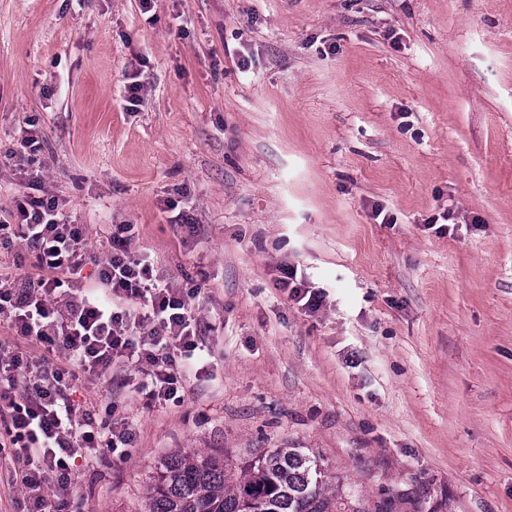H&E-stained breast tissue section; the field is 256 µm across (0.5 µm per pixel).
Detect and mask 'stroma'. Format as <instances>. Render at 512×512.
Here are the masks:
<instances>
[{"label":"stroma","mask_w":512,"mask_h":512,"mask_svg":"<svg viewBox=\"0 0 512 512\" xmlns=\"http://www.w3.org/2000/svg\"><path fill=\"white\" fill-rule=\"evenodd\" d=\"M30 126L92 252L131 224L200 286L212 355L177 405L78 374L137 441L77 459L64 512L269 448L314 449L365 512H512V0H0V148ZM281 274V283L283 284V286L285 288H291L288 296L292 300L301 302L305 298H307L304 303V306L310 312H316L320 309L323 301L322 296L320 295V293L310 291L306 287V284L302 280V278L297 279V270L294 269V267H282Z\"/></svg>","instance_id":"obj_1"}]
</instances>
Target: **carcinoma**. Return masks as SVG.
<instances>
[{
	"instance_id": "carcinoma-1",
	"label": "carcinoma",
	"mask_w": 512,
	"mask_h": 512,
	"mask_svg": "<svg viewBox=\"0 0 512 512\" xmlns=\"http://www.w3.org/2000/svg\"><path fill=\"white\" fill-rule=\"evenodd\" d=\"M330 481L308 448L180 453L161 460L140 512H359Z\"/></svg>"
}]
</instances>
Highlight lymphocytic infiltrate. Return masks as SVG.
<instances>
[{
    "mask_svg": "<svg viewBox=\"0 0 512 512\" xmlns=\"http://www.w3.org/2000/svg\"><path fill=\"white\" fill-rule=\"evenodd\" d=\"M38 135L7 149L28 190L0 222V253L26 245L41 274L18 280L0 265V458L13 463V484L23 512H50V496H66L72 462L106 452L128 457L135 429L117 417V404L96 413L74 397L77 372L93 376L121 365L140 373L137 391L146 405L178 403L184 388L182 359L199 347L192 301L198 288L161 279L131 247L130 224L113 225L111 250L91 254L84 225L66 215L45 191ZM21 336L64 352L67 365L34 362L13 347Z\"/></svg>",
    "mask_w": 512,
    "mask_h": 512,
    "instance_id": "1",
    "label": "lymphocytic infiltrate"
}]
</instances>
